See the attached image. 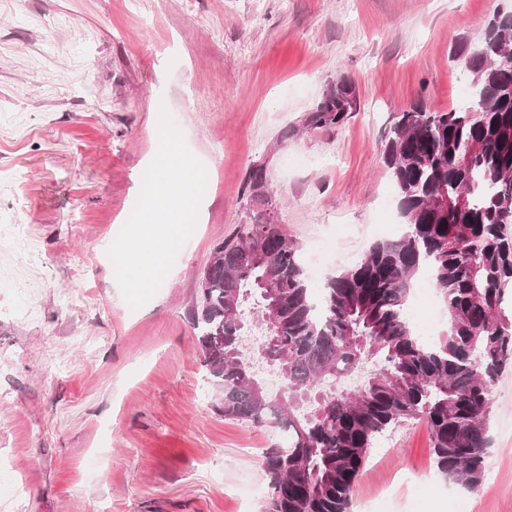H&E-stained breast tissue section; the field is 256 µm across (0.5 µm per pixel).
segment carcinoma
Returning <instances> with one entry per match:
<instances>
[{
	"mask_svg": "<svg viewBox=\"0 0 512 512\" xmlns=\"http://www.w3.org/2000/svg\"><path fill=\"white\" fill-rule=\"evenodd\" d=\"M510 17L489 19L480 48H455L481 106L416 103L384 140L399 237L374 243L317 296L297 245L269 224H243L213 245L190 319L217 415L284 435L263 452L265 512H349L374 439L404 419L427 424L444 477L469 489L483 481L494 387L512 367V66L500 64L512 53ZM357 108L341 76L303 127L342 126ZM242 198L269 205L263 165L249 167ZM424 273L447 317L435 343L406 317ZM251 297L265 330L258 352L282 374L281 399L254 379L241 347ZM371 361L360 386H341Z\"/></svg>",
	"mask_w": 512,
	"mask_h": 512,
	"instance_id": "carcinoma-1",
	"label": "carcinoma"
}]
</instances>
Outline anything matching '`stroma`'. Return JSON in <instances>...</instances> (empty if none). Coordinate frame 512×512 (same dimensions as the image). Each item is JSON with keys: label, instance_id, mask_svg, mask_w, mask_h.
Masks as SVG:
<instances>
[{"label": "stroma", "instance_id": "stroma-1", "mask_svg": "<svg viewBox=\"0 0 512 512\" xmlns=\"http://www.w3.org/2000/svg\"><path fill=\"white\" fill-rule=\"evenodd\" d=\"M512 0H0V512H263L274 427L218 416L189 312L215 242L243 224L299 246L313 287L402 231L380 146L418 101L461 106L452 51ZM348 76L359 110L301 120ZM167 109L208 175L194 237L139 309L107 250ZM266 163L275 208L241 198ZM473 490L427 425L379 437L349 512H512V369ZM27 484L12 494L5 480Z\"/></svg>", "mask_w": 512, "mask_h": 512}]
</instances>
